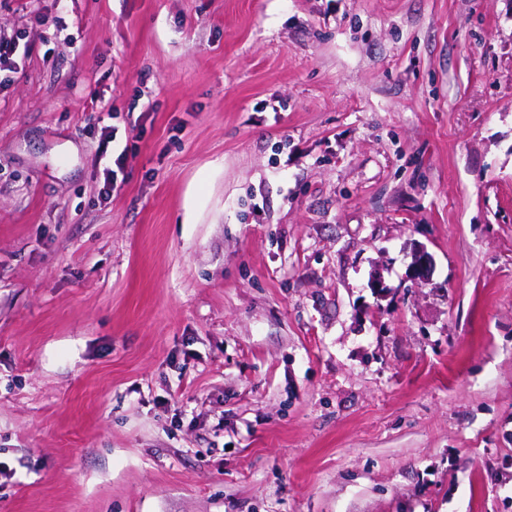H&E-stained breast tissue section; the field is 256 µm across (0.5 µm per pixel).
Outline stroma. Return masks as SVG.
<instances>
[{"label":"stroma","instance_id":"1","mask_svg":"<svg viewBox=\"0 0 512 512\" xmlns=\"http://www.w3.org/2000/svg\"><path fill=\"white\" fill-rule=\"evenodd\" d=\"M0 34V512H512V0Z\"/></svg>","mask_w":512,"mask_h":512}]
</instances>
